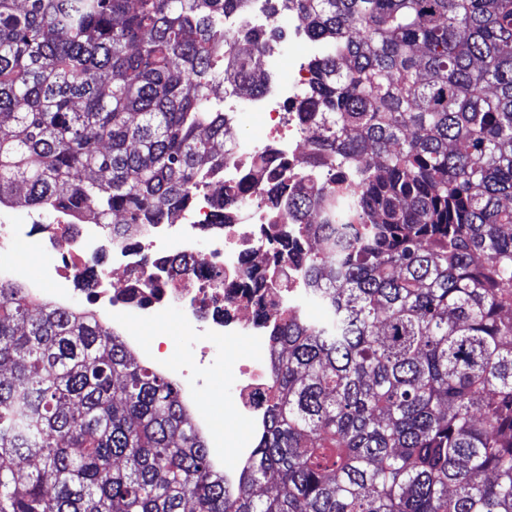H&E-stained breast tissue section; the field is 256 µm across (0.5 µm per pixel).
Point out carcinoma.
<instances>
[{
    "mask_svg": "<svg viewBox=\"0 0 512 512\" xmlns=\"http://www.w3.org/2000/svg\"><path fill=\"white\" fill-rule=\"evenodd\" d=\"M278 2L323 52L274 260L323 317L271 335L239 488L175 382L0 283V512H512V0ZM247 3L0 0V203L171 222L224 165V88L263 87L220 59Z\"/></svg>",
    "mask_w": 512,
    "mask_h": 512,
    "instance_id": "obj_1",
    "label": "carcinoma"
}]
</instances>
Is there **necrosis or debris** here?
<instances>
[{"label": "necrosis or debris", "instance_id": "1", "mask_svg": "<svg viewBox=\"0 0 512 512\" xmlns=\"http://www.w3.org/2000/svg\"><path fill=\"white\" fill-rule=\"evenodd\" d=\"M219 24L234 33L237 43L225 49L224 57L236 54L238 43L271 29H287L284 41L266 43L261 72L264 86L253 95L224 94V123L236 129L249 115L260 113L271 130L261 141H228L224 166L208 176L196 191L191 208L168 224L144 225L136 240L116 237L108 224H79L73 214H61L46 230L36 224H14L8 205L0 206V251H10L20 240L36 247L51 244L44 271L54 289L30 280L27 292L33 299L69 306L71 283L84 273L92 256L109 253L111 261L92 278L90 310L95 318L125 330L131 353L155 370L174 379L186 406L200 407L208 377L222 362V346L238 337H250L258 357L242 366L231 387L230 408L236 420L250 421L255 430L265 426V401L272 382L262 361L269 348L274 321L289 308L304 305L306 278L301 267L289 263L272 267V248L282 230L283 218L273 212L262 188L263 181L279 179L292 184L313 148L311 123L302 113H284L286 104L298 102L310 83L308 61L295 46L305 31L297 21H283L273 0H250L243 11L225 13ZM245 187L248 209L230 213L224 223L214 221L216 187ZM190 268L176 273L182 263ZM122 273L125 283L139 281L153 291L143 304L146 321L169 309L181 310L191 339L192 358L175 362L144 348L140 337L126 330L122 320L125 296L112 277Z\"/></svg>", "mask_w": 512, "mask_h": 512}]
</instances>
